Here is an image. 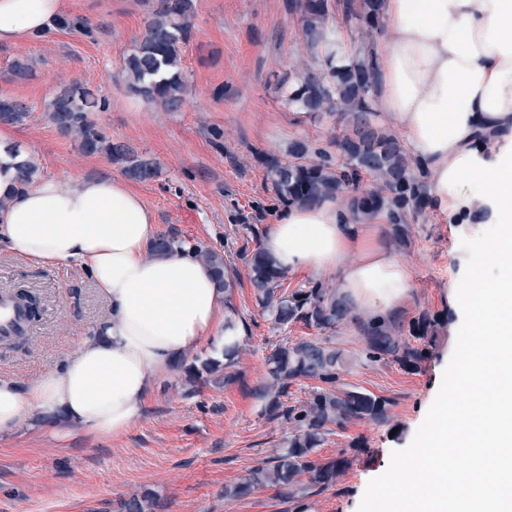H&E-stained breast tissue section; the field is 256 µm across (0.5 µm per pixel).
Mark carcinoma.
Masks as SVG:
<instances>
[{
  "label": "carcinoma",
  "mask_w": 512,
  "mask_h": 512,
  "mask_svg": "<svg viewBox=\"0 0 512 512\" xmlns=\"http://www.w3.org/2000/svg\"><path fill=\"white\" fill-rule=\"evenodd\" d=\"M148 2L144 30L124 56L123 72L133 92L176 111L184 102L183 52L191 34L195 0ZM337 9L350 25L370 29L379 25V0H294L303 40L318 62L298 73L286 95L288 107L297 112L337 119L340 133L332 141L337 155L307 139H298L288 147L290 160H268L266 177L280 202L306 206L334 199L356 223L386 214L395 233L402 236L410 223L424 216L427 175L405 150L402 139L382 125L372 107L378 75L371 49L360 45L348 63L335 64L341 42L330 19ZM107 107V100L90 90L69 86L49 102L47 111L57 130L76 142L83 153L108 157L135 181L159 177L155 161L106 136L96 124L92 113ZM30 117L26 104L0 97V123L21 125ZM184 247L186 241L162 235L152 251L157 254ZM192 250L213 270L218 287L224 289L228 326L247 330L232 304L237 282L229 257L203 244L192 246ZM245 260L258 306L272 326L286 332L302 325L319 332V336H286L266 356L267 380L258 392L261 413L288 424V442L281 452L252 469L248 477L224 488V498L243 497L258 485H270L297 503L298 512H313L307 499L336 485L337 478L352 463L348 452L356 456L367 451V446L357 438L349 448L339 451V457L329 461L315 459L317 449L334 430H343L350 422H386L390 401L358 388H337L340 375L352 363L332 337L339 326L354 318L345 296L320 282L292 290L284 288L286 273L259 243ZM439 319L437 314H419L410 322V339L406 340L385 318H372L363 324L365 348L361 357L367 363L391 360L416 371L432 353ZM243 349L242 337H233L224 347L225 362L211 357L196 359L185 369L186 382L193 386L207 382L221 367L224 382L234 381V366ZM300 380H312L315 385L306 399L293 402L289 389ZM154 507L149 496L134 495L120 502L119 512H154Z\"/></svg>",
  "instance_id": "carcinoma-1"
}]
</instances>
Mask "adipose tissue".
<instances>
[{
	"mask_svg": "<svg viewBox=\"0 0 512 512\" xmlns=\"http://www.w3.org/2000/svg\"><path fill=\"white\" fill-rule=\"evenodd\" d=\"M65 12L66 0H0V44L47 35ZM381 17L375 96L428 172L432 205L452 222L478 217L497 231L483 245L485 289L457 301L458 333L471 347L453 386L476 402L430 409L418 454L383 481L371 509L512 512V0H382ZM37 164L1 125L0 245L35 265L81 269L111 312L52 372L0 378V436L36 424L59 439L74 428L118 436L140 418L161 372L203 342L222 351L224 293L191 251L148 256L154 215L123 179H24V166ZM385 221L350 223L331 201L291 206L262 246L284 271L336 272L356 303L385 311L411 281L377 242ZM452 453L467 467H442ZM404 481L412 493L400 490Z\"/></svg>",
	"mask_w": 512,
	"mask_h": 512,
	"instance_id": "adipose-tissue-1",
	"label": "adipose tissue"
}]
</instances>
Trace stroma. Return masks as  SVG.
Instances as JSON below:
<instances>
[{"label": "stroma", "mask_w": 512, "mask_h": 512, "mask_svg": "<svg viewBox=\"0 0 512 512\" xmlns=\"http://www.w3.org/2000/svg\"><path fill=\"white\" fill-rule=\"evenodd\" d=\"M292 0H196L185 47V100L170 112L126 88L122 58L140 36L146 0H68L67 14L81 30L59 28L43 37L0 46V97L25 102L32 115L18 126L19 140L39 157L44 174L70 178L119 175L105 156L87 155L61 135L46 107L65 85L105 95L107 111L93 118L103 132L155 159L158 178L130 181L152 210L159 233L215 249H227L240 278L233 304L248 327L235 369L237 381L186 394L180 371L163 373L142 416L126 433L104 436L72 430L61 441L23 428L0 438V512H117L121 499L150 493L156 512H294L270 487L229 501L224 489L284 448L288 426L261 413L257 389L266 379V357L283 334L256 303L243 259L279 217L264 159H287L289 145L307 139L322 146L333 119L297 117L282 92L308 58ZM29 64L27 78L10 73L14 61ZM255 225L249 233L247 225ZM491 224H452L426 208L404 236L381 227L380 242L408 269L412 285L390 320L399 330L420 313L451 307V294L470 296L464 265L479 266ZM35 295L40 313L20 343L0 341V376L31 380L58 367L108 312L93 281L71 266L47 268L0 250V291ZM459 315L438 331L436 347L420 370L398 364H359L341 376L343 388L369 390L390 400L386 424L361 420L329 436L318 449L336 458L355 438L368 447L336 486L313 496L315 512H365L384 475L415 452L429 408L442 397L467 342L457 336Z\"/></svg>", "instance_id": "1"}]
</instances>
